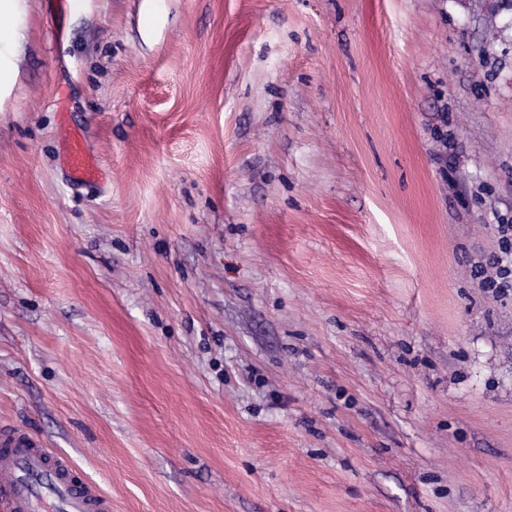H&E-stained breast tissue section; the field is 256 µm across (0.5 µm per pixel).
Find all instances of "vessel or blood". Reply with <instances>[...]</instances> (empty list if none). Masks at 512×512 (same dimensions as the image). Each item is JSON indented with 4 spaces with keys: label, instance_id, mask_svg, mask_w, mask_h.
<instances>
[{
    "label": "vessel or blood",
    "instance_id": "1",
    "mask_svg": "<svg viewBox=\"0 0 512 512\" xmlns=\"http://www.w3.org/2000/svg\"><path fill=\"white\" fill-rule=\"evenodd\" d=\"M64 160L73 178L94 175L82 139L70 138ZM96 486L77 479L70 459L50 455L32 434L0 427V512H110Z\"/></svg>",
    "mask_w": 512,
    "mask_h": 512
}]
</instances>
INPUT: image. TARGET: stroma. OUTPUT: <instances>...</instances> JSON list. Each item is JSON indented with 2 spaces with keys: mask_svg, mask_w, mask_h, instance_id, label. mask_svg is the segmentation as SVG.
<instances>
[{
  "mask_svg": "<svg viewBox=\"0 0 512 512\" xmlns=\"http://www.w3.org/2000/svg\"><path fill=\"white\" fill-rule=\"evenodd\" d=\"M0 25V423L112 512H512V0ZM64 160L73 178L89 181L95 176L90 163V153L81 138H70L66 146Z\"/></svg>",
  "mask_w": 512,
  "mask_h": 512,
  "instance_id": "stroma-1",
  "label": "stroma"
}]
</instances>
